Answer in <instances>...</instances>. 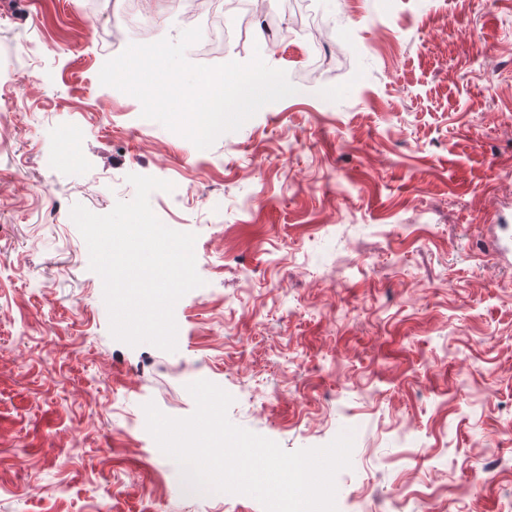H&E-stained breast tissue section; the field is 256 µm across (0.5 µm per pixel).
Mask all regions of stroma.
<instances>
[{
    "label": "stroma",
    "instance_id": "1",
    "mask_svg": "<svg viewBox=\"0 0 512 512\" xmlns=\"http://www.w3.org/2000/svg\"><path fill=\"white\" fill-rule=\"evenodd\" d=\"M151 2V41L207 23ZM287 2L276 40L223 15L221 54L188 48L261 54L297 88L201 150L99 81L133 0H0L23 103L0 131V512H263L189 493L129 427L149 402L191 415L201 379L284 450L352 430L337 512H512V0ZM131 174L177 184L151 208L196 235L173 352L112 337L70 216L131 201Z\"/></svg>",
    "mask_w": 512,
    "mask_h": 512
}]
</instances>
